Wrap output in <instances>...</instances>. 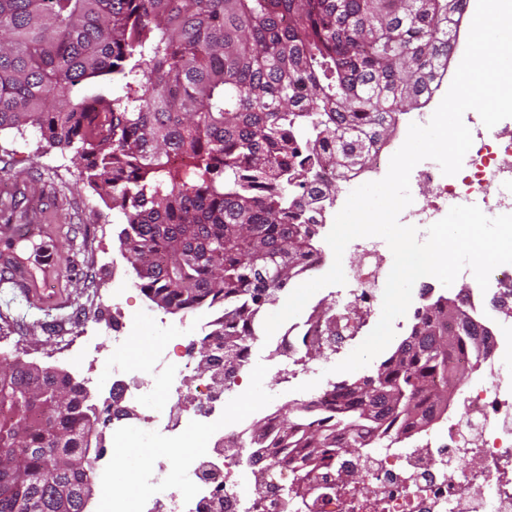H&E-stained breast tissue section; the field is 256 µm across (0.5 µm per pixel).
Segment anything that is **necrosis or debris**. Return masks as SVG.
I'll use <instances>...</instances> for the list:
<instances>
[{
    "instance_id": "1",
    "label": "necrosis or debris",
    "mask_w": 512,
    "mask_h": 512,
    "mask_svg": "<svg viewBox=\"0 0 512 512\" xmlns=\"http://www.w3.org/2000/svg\"><path fill=\"white\" fill-rule=\"evenodd\" d=\"M474 147L466 154L462 169L444 175L438 163H425L418 173L420 184L432 186L431 198L410 204L401 218L405 226H425L440 220L448 203L461 200L480 205L495 214L512 213V130L486 131L479 116L467 117ZM395 152L391 143L380 142L372 151L367 168L337 174L322 170L310 175L307 186L337 178L348 188L385 177ZM360 256L358 265L344 271L347 289L336 293V314L320 316L317 303L304 307L300 316L285 322L267 346L273 355L296 360L309 345L336 348L356 342L379 322L382 312V274L386 256L380 238L351 241ZM473 320L492 333L495 351L512 352V315H491L480 294L469 297ZM206 327L198 320L188 325L183 352L170 359L158 350L159 384L132 376L134 395L144 414L139 423H117L114 439L127 445L134 432L158 433L169 448L183 458L184 488L170 489V475L162 464L149 463L138 474L136 499L113 496L108 512H144L147 503H157L159 512H184L189 490L209 485L208 496L199 499L195 512H512V372L504 371L493 355L481 361L468 383L463 384L456 405L464 422L454 416H435L432 431L425 436L409 431L397 447L341 449L338 455L313 463L302 491L293 479L284 449L265 451L270 471L265 485L252 487L251 453L244 449L245 434L239 424L245 414L212 415V404L227 405L244 400L240 389H226L215 379L197 385L194 404L208 423L199 441L194 420L182 419L175 408L154 410L152 396L157 386H171L192 368V348L203 340Z\"/></svg>"
}]
</instances>
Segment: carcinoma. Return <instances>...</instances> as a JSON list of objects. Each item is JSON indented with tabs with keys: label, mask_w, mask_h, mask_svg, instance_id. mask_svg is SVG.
Listing matches in <instances>:
<instances>
[{
	"label": "carcinoma",
	"mask_w": 512,
	"mask_h": 512,
	"mask_svg": "<svg viewBox=\"0 0 512 512\" xmlns=\"http://www.w3.org/2000/svg\"><path fill=\"white\" fill-rule=\"evenodd\" d=\"M466 0H0V131H35L87 160L88 183L125 216L121 248L137 286L167 312L216 307L210 335L230 364L256 335L263 306L303 273L317 224L296 175L370 159L394 114L415 102L451 51ZM112 77L118 91L102 89ZM181 155L176 166L171 157ZM444 296L417 310L414 353L392 352L342 381L336 412L310 400L284 413L288 438L265 429L248 447L308 459L394 438L448 406L432 391L465 376L454 361L471 328L441 336ZM0 512H86L54 494L85 474L70 461L94 439L96 412L64 371L0 356ZM390 395L379 400V393ZM71 395L64 407L60 396Z\"/></svg>",
	"instance_id": "1"
}]
</instances>
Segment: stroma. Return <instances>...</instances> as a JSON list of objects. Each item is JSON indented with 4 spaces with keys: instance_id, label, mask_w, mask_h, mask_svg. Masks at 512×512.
<instances>
[{
    "instance_id": "obj_1",
    "label": "stroma",
    "mask_w": 512,
    "mask_h": 512,
    "mask_svg": "<svg viewBox=\"0 0 512 512\" xmlns=\"http://www.w3.org/2000/svg\"><path fill=\"white\" fill-rule=\"evenodd\" d=\"M123 223V214L89 185L74 149L48 146L33 132L22 137L0 132V225L41 226V233L19 238L16 251L21 257L36 255L48 242L56 246V275L44 300L30 301L0 271L1 353L76 377V354L63 351L62 344L79 334L85 342L97 344L104 377L123 365L153 376V355L164 341L145 330V323L155 316L178 328L195 314L165 312L137 287L118 239ZM118 286L124 287L125 296L116 311L109 298ZM133 319L141 320V327H130L123 351L113 352L105 342L107 334L114 325ZM97 430L104 438L102 459L119 468L124 495L137 496L135 478L152 459H164L171 477L179 476V454L151 436L135 437L131 447L118 448L111 443V423H98Z\"/></svg>"
}]
</instances>
